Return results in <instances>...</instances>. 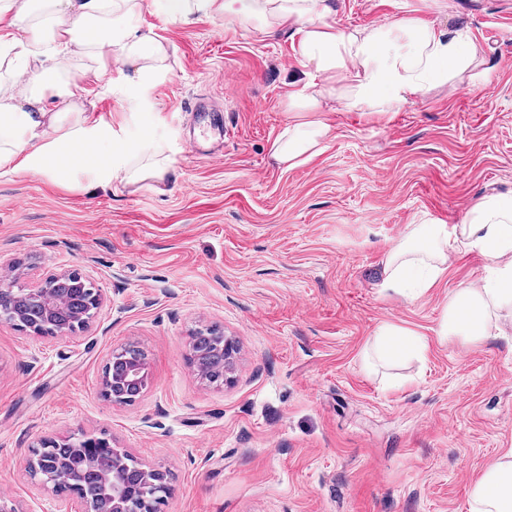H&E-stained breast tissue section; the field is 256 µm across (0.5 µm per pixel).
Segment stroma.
Returning <instances> with one entry per match:
<instances>
[{
    "mask_svg": "<svg viewBox=\"0 0 512 512\" xmlns=\"http://www.w3.org/2000/svg\"><path fill=\"white\" fill-rule=\"evenodd\" d=\"M358 28L418 18L463 29L481 63L378 118L334 107V136L311 161L269 156L303 81L289 34L223 17L183 25L146 0L170 73L133 108L129 69L102 77L74 60L92 119L131 113L171 148L163 183L91 186L76 173L0 177V264L19 287L75 271L98 290L96 317L68 336L0 322V505L85 512L31 476L48 440L111 439L166 471L159 512H469L485 466L512 448V333L440 342L442 311L480 277L478 254L449 258L435 288L406 300L377 287L410 225L461 223L478 199L512 193V0H334ZM224 115L197 114L198 96ZM387 323L427 337L424 360L368 367ZM236 338L229 383L190 366V337ZM146 354L129 405L101 397L114 349Z\"/></svg>",
    "mask_w": 512,
    "mask_h": 512,
    "instance_id": "obj_1",
    "label": "stroma"
}]
</instances>
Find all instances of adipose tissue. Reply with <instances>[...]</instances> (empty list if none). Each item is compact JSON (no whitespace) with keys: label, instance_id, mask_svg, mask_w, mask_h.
<instances>
[{"label":"adipose tissue","instance_id":"adipose-tissue-1","mask_svg":"<svg viewBox=\"0 0 512 512\" xmlns=\"http://www.w3.org/2000/svg\"><path fill=\"white\" fill-rule=\"evenodd\" d=\"M144 0H0V176L32 172L47 177L69 170L90 181L125 184L162 180L171 164L166 142L143 136L134 154L119 147L113 121L89 119L75 101L87 94L71 75L73 57L105 72L118 59L147 86L168 72V50L136 19ZM184 24L224 17L251 21L266 35L289 32L310 79L293 85L284 106L288 125L270 146L281 167L309 162L333 133L327 114L340 102L352 111L385 115L412 97L453 83L473 67L478 46L459 31L414 18L372 29L337 22L331 0H165ZM478 253L489 271L449 299L440 340L480 341L512 327V195L484 197L464 223L411 225L391 248L380 274L381 291L406 298L434 288L451 255ZM380 355L424 356L429 344L416 331L385 324L372 342ZM471 512H512V448L491 462L470 489Z\"/></svg>","mask_w":512,"mask_h":512}]
</instances>
